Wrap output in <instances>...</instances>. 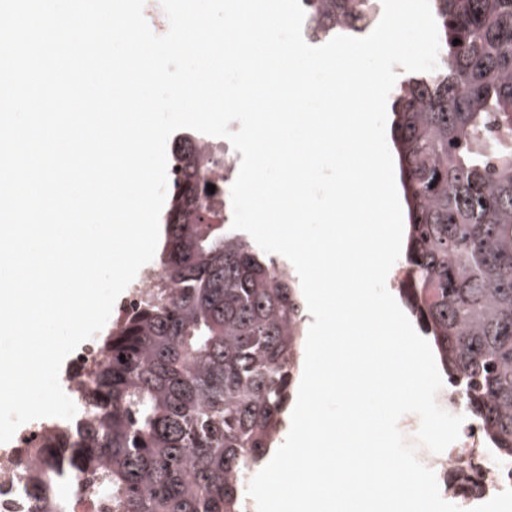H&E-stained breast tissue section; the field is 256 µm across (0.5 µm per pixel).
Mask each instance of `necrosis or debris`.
<instances>
[{
    "instance_id": "necrosis-or-debris-1",
    "label": "necrosis or debris",
    "mask_w": 512,
    "mask_h": 512,
    "mask_svg": "<svg viewBox=\"0 0 512 512\" xmlns=\"http://www.w3.org/2000/svg\"><path fill=\"white\" fill-rule=\"evenodd\" d=\"M181 148L197 157L213 154L224 155L227 165L208 171L207 178L216 186L234 183L240 156L232 152L227 139L205 135L193 130H182ZM418 460L432 469L437 477L440 490L448 488V474L455 471L463 476L458 492L459 505L469 512L475 505L470 494L471 486L482 488L483 498H491L506 488L512 487V467L503 466L496 460L495 451L489 448L481 425L465 418L460 437L444 451L435 453L425 447H417ZM35 457L9 451L0 454V512H23L28 494L26 476L32 470Z\"/></svg>"
}]
</instances>
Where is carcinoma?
<instances>
[{"label": "carcinoma", "mask_w": 512, "mask_h": 512, "mask_svg": "<svg viewBox=\"0 0 512 512\" xmlns=\"http://www.w3.org/2000/svg\"><path fill=\"white\" fill-rule=\"evenodd\" d=\"M302 3L325 40L356 30L376 0ZM434 7L443 68L398 89L390 124L408 220L398 293L512 462V0ZM207 186L173 181L161 283L102 337L81 419L38 427L32 452L51 462L30 476L28 512H68L72 470L113 512H243L239 476L277 443L306 315L292 273L208 223Z\"/></svg>", "instance_id": "1"}]
</instances>
